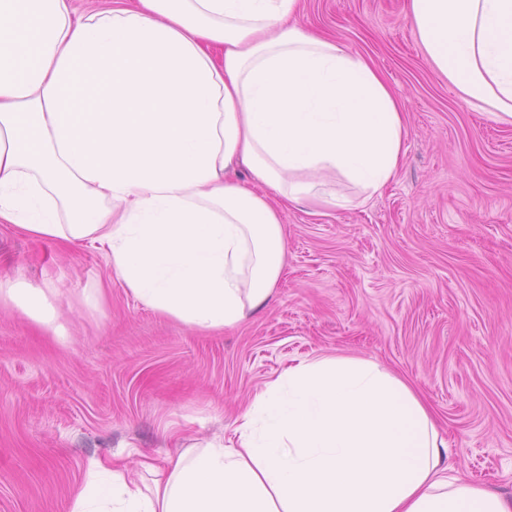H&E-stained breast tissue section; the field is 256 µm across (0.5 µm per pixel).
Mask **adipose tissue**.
<instances>
[{
    "instance_id": "ef3b65f1",
    "label": "adipose tissue",
    "mask_w": 512,
    "mask_h": 512,
    "mask_svg": "<svg viewBox=\"0 0 512 512\" xmlns=\"http://www.w3.org/2000/svg\"><path fill=\"white\" fill-rule=\"evenodd\" d=\"M298 8L0 0V224L90 243L136 300L188 327L241 322L282 276L283 210L365 206L405 153L390 86ZM406 16L466 102L512 125V0H408ZM1 301L65 338L46 289L0 280ZM452 468L408 382L320 354L256 392L231 439L134 472L89 459L70 512H512Z\"/></svg>"
}]
</instances>
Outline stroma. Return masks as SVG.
<instances>
[{"label":"stroma","instance_id":"1","mask_svg":"<svg viewBox=\"0 0 512 512\" xmlns=\"http://www.w3.org/2000/svg\"><path fill=\"white\" fill-rule=\"evenodd\" d=\"M405 0H300L299 22L369 58L406 153L367 205L283 213L285 270L236 327L136 301L88 243L0 225V279L50 289L68 335L0 304V512H70L89 458L155 463L231 438L252 396L317 354L376 360L434 410L460 476L512 497V125L426 61ZM100 283V306L85 288Z\"/></svg>","mask_w":512,"mask_h":512}]
</instances>
